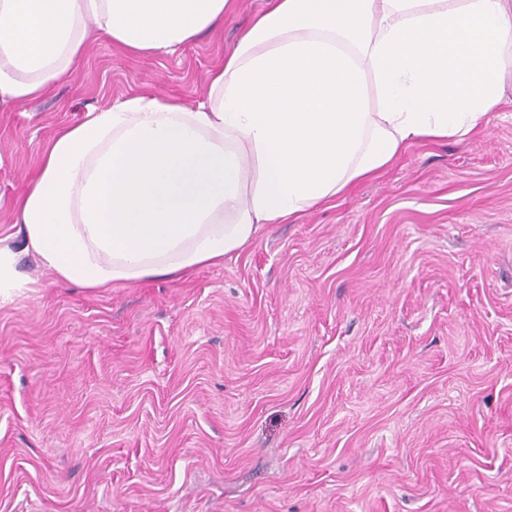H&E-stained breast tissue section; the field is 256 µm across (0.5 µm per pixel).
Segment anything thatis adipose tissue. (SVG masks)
Masks as SVG:
<instances>
[{
  "mask_svg": "<svg viewBox=\"0 0 512 512\" xmlns=\"http://www.w3.org/2000/svg\"><path fill=\"white\" fill-rule=\"evenodd\" d=\"M229 0H0V112L105 38L173 52ZM512 0H269L189 108L134 95L62 127L0 238V293L108 288L222 263L376 175L413 143L477 130L506 101Z\"/></svg>",
  "mask_w": 512,
  "mask_h": 512,
  "instance_id": "adipose-tissue-1",
  "label": "adipose tissue"
}]
</instances>
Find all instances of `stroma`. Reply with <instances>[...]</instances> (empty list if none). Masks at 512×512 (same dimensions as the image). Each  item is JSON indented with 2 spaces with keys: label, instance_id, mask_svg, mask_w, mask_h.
<instances>
[{
  "label": "stroma",
  "instance_id": "stroma-1",
  "mask_svg": "<svg viewBox=\"0 0 512 512\" xmlns=\"http://www.w3.org/2000/svg\"><path fill=\"white\" fill-rule=\"evenodd\" d=\"M268 0L177 54L106 39L0 112V236L61 127L185 106ZM0 299V512H512V104L223 264Z\"/></svg>",
  "mask_w": 512,
  "mask_h": 512
}]
</instances>
